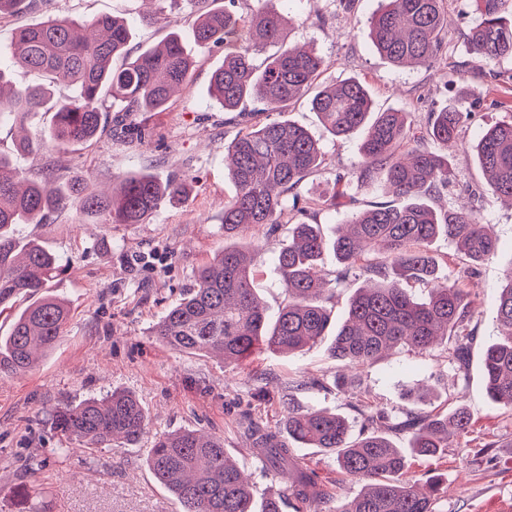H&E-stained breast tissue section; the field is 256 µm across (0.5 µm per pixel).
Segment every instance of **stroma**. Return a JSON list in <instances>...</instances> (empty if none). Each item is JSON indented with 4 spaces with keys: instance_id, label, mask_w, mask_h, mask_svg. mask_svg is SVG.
<instances>
[{
    "instance_id": "stroma-1",
    "label": "stroma",
    "mask_w": 512,
    "mask_h": 512,
    "mask_svg": "<svg viewBox=\"0 0 512 512\" xmlns=\"http://www.w3.org/2000/svg\"><path fill=\"white\" fill-rule=\"evenodd\" d=\"M378 2L355 0L348 8L342 0H239L238 8L265 7L289 18L288 42L312 47L326 60L321 83L359 79L376 109L407 111L415 126L423 125L427 112L451 101L471 109L459 140L448 147L454 179L438 200L442 206H457L468 193L479 195L483 221L498 242L495 254L460 281L477 301L471 321L477 339L465 372H458L444 350L422 355L402 350L366 366L355 385L340 392L336 362L325 341L291 356L264 352L227 365L215 357L177 352L153 336V325L224 245V201L232 193L224 147L239 127L208 94L211 73L224 62L223 47L198 50L185 92L166 111L135 113L144 140L102 136L28 156L15 154L13 129L0 126V152L11 155L26 176L52 161L66 175L105 188L132 172L187 180L186 196L161 206L143 224H83L70 208L46 223L21 228L23 237L59 257L64 271L48 288L69 302L71 319L34 370L0 374V512H18L22 506L13 492L23 486L31 489L23 506L27 512H180L144 457L156 436L184 429L222 437L229 457L251 473L256 497L280 494L283 484L263 473L247 427L253 420L275 426L288 403L342 414L356 432L363 412L370 410L398 417L409 409L449 412L465 406L473 419L470 432L450 438L440 459L412 461L408 475L440 480L446 492L442 512L512 507V410L490 402L483 372L484 352L499 337L494 321L498 293L512 269V203L492 191L472 150L481 133L505 114L500 103L508 97L503 80L512 75V57L494 63L495 78L461 77V66L471 62L466 34L476 16L470 0H452L443 60L430 68H397L378 54L369 37L368 21ZM59 12L81 23L103 14L127 19L135 53L159 43L170 30L143 23L136 0H53L51 7L30 12L24 20L35 24ZM276 117L309 129L325 152L324 168L299 188L303 199L315 202L329 195L337 177L348 184L346 205L316 215L326 236H334L351 213L389 202L382 190L357 183L363 133L334 140L305 98L284 106ZM248 237L254 244L253 286L269 315H276L288 302L275 264L288 231L269 234L256 228ZM418 383L431 387V401L407 399L406 389ZM115 390L133 393L148 412L146 433L137 446L89 450L58 438L51 423L57 406ZM297 458L322 479L339 480L338 500L360 492L361 481L338 476L331 456L302 448Z\"/></svg>"
}]
</instances>
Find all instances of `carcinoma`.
<instances>
[{"label":"carcinoma","mask_w":512,"mask_h":512,"mask_svg":"<svg viewBox=\"0 0 512 512\" xmlns=\"http://www.w3.org/2000/svg\"><path fill=\"white\" fill-rule=\"evenodd\" d=\"M143 15L147 24L172 23L162 4ZM52 0H0V19L19 18ZM197 14L194 40L202 50L224 46V63L212 73L209 96L226 112L246 99L274 112L309 97L326 131L347 139L367 128L361 144L363 161L358 182L383 187L400 200L353 214L331 241L321 225L301 221L288 225V245L276 256L288 305L273 320L252 288L251 245L241 235L256 226L273 233L282 224L286 196L292 210L310 215L300 205L297 189L324 163L319 141L290 120L250 122L224 147L233 184L224 202V248L199 269L192 288L153 327L172 350L192 356L216 354L235 363L265 350L294 353L326 336L330 312L325 295L348 280L365 278L352 298L347 318L329 347L342 367L362 368L390 351L428 353L453 340L448 358L464 369L473 333L469 324L475 300L452 280L440 277L439 260L430 245L443 237L457 244L470 265L492 256L497 241L483 223L480 201L438 210L433 201L448 190L454 174L448 156L429 147L456 141L471 112L448 103L427 113L424 131L411 124L409 113L375 110L360 81L347 78L333 85L318 83L325 60L313 50L284 44L281 15L258 10L243 14L238 0L220 9L208 0H188ZM447 0H382L370 21V35L379 54L392 64L434 66L445 46ZM478 20L467 34L472 73L505 56L512 57V0H472ZM132 31L122 18L101 16L81 26L54 16L36 25H18L9 45L12 65L48 75L71 85L75 95L56 105L49 137L58 146L86 144L112 124V133L142 138L143 129L103 113L102 93H110L113 112H163L188 83L194 66L181 35L172 31L160 43L128 55ZM271 44L279 49L262 67L254 54ZM122 60L116 66V60ZM46 86L15 87L0 70V124L24 128L30 116L50 99ZM476 152L492 190L512 199V113L481 135ZM185 194L178 176L162 181L146 172L130 174L110 189H97L83 179L63 177L50 167L26 177L12 158L0 153V307L19 296L34 298L0 336V372L21 374L51 350L70 320L69 304L45 294L61 271L60 260L43 246L19 235L24 224H41L50 215L77 207L90 224H143L162 204ZM332 249L340 264L334 281L320 262ZM432 283L428 298L416 300L405 283ZM496 322L500 339L489 346L483 364L491 401L512 409V269L498 296ZM53 427L62 437L86 448L114 443L135 445L147 414L136 396L114 391L101 398L67 403L55 409ZM472 428L467 409L451 412H408L399 419L364 414L363 430L352 437L351 424L340 414L288 407L278 431L255 426L262 442L263 472L281 479L283 494L254 497L252 481L224 450V440L193 430L163 435L148 450L146 464L155 479L182 506V512H325L333 494L307 469L293 470V449L315 448L336 459L339 473L365 482L359 495L334 512H441L439 481L406 477L410 458H436L448 447V434L466 435ZM412 432L410 446L396 447L390 432Z\"/></svg>","instance_id":"obj_1"}]
</instances>
